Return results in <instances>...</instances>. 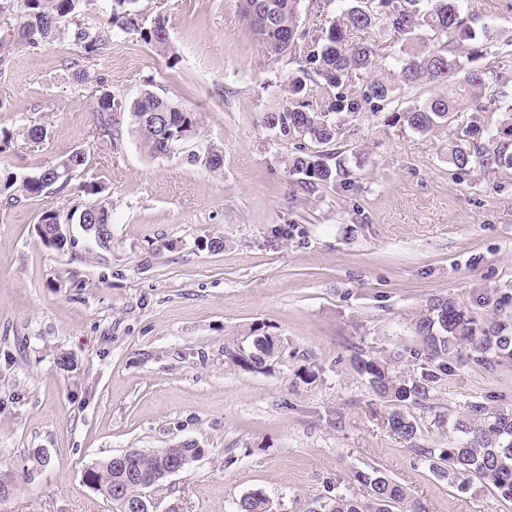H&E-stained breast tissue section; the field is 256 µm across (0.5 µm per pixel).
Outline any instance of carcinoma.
I'll list each match as a JSON object with an SVG mask.
<instances>
[{
  "instance_id": "cac0c4a2",
  "label": "carcinoma",
  "mask_w": 512,
  "mask_h": 512,
  "mask_svg": "<svg viewBox=\"0 0 512 512\" xmlns=\"http://www.w3.org/2000/svg\"><path fill=\"white\" fill-rule=\"evenodd\" d=\"M105 24L83 22L88 0H0V68L7 65L4 49L24 47L37 50L59 41L72 24L74 42L84 58L100 55L110 40L135 32L154 52L173 63L178 60L165 16L141 5L142 0H105ZM301 0H241L259 46L270 61L290 57L299 74L282 81L279 106L260 116V126L281 140L310 139L328 145L345 130L347 118L364 110L384 114L388 126L402 125L417 133H428L443 123H451L459 112L471 113L470 121L459 125L460 132L449 144L448 164L458 170L512 168V152L505 142L512 141V107L492 129L479 113L489 111L483 90L489 81L506 88L508 74L474 65L488 55L492 37L474 27L475 17L464 11L459 0H324L335 5L336 20L315 32L299 29ZM383 21L395 38L398 50L388 53L376 42H353L351 32L365 30ZM472 42L464 56L459 47ZM357 92L349 91L355 81ZM432 82L442 91L406 110L394 106L401 91ZM95 99L98 128L105 129L110 148L122 141V131L114 128L115 98L100 77L90 90ZM164 112L169 123L162 126L152 113ZM129 131L151 157H164L173 145L193 131L195 117L175 102L146 90L128 107ZM363 152L352 158L336 152L314 154L299 145L285 160L288 175L297 189L313 195L327 184L345 191L358 188L352 166H361ZM57 171L42 166L7 188L26 197H38L52 188L69 190L72 181L88 166V154L76 149L55 162ZM91 224H112V206L100 200L82 210ZM418 343L401 352L396 349L385 358H356L355 367L372 392L394 403L387 425L409 443L419 456L430 462L432 472L441 478L460 475L476 477L493 486L501 496L512 500V408H490L482 401H471L463 413L447 417L434 414L433 425L452 433L446 448L425 447L418 443L421 422L408 409H433L434 393L452 369L449 359L471 363L487 371L512 363V323L486 321L464 310L453 299L432 296L417 312L412 323ZM270 342L257 340L253 349L240 353L227 347L224 356L231 362L261 372L268 366ZM422 365L419 375L405 377L397 371L404 357ZM159 448L139 453L123 461L110 457L84 472V483L112 504V512H127L131 503L153 488V479L162 468ZM356 478L368 489L367 498L358 500L324 488L312 502L309 512H419L417 505L404 507L403 487L378 470L358 472ZM236 512H271L270 501L261 491H253L236 502Z\"/></svg>"
}]
</instances>
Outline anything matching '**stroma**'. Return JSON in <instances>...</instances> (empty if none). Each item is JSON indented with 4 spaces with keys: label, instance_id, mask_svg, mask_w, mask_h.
I'll list each match as a JSON object with an SVG mask.
<instances>
[{
    "label": "stroma",
    "instance_id": "1",
    "mask_svg": "<svg viewBox=\"0 0 512 512\" xmlns=\"http://www.w3.org/2000/svg\"><path fill=\"white\" fill-rule=\"evenodd\" d=\"M157 3L176 66L131 33L90 61L69 36L15 49L0 71V129L47 131L17 134L0 159V471L18 477L0 512H111L87 467L186 442L205 454L154 489L157 512H234L255 490L272 512H306L328 481L364 498L355 474L375 468L424 512H512L492 486L461 491L434 474L352 366L415 344L411 320L435 295L512 319V170L456 171L451 127L419 134L367 111L335 145L365 152L359 191L296 192L293 144L259 125L295 63L267 60L240 0ZM462 5L496 35L495 68L512 72V0ZM74 59L116 103L148 89L193 112V138L163 158L128 133L115 150L93 138ZM200 141L223 150L221 170L190 161ZM78 148L90 156L78 188L15 201L4 190ZM87 183L112 204L111 241L73 220L63 248L45 244L42 214L90 201ZM259 326L279 347L268 370L225 359ZM476 400L512 407V365H455L434 397L452 415Z\"/></svg>",
    "mask_w": 512,
    "mask_h": 512
}]
</instances>
